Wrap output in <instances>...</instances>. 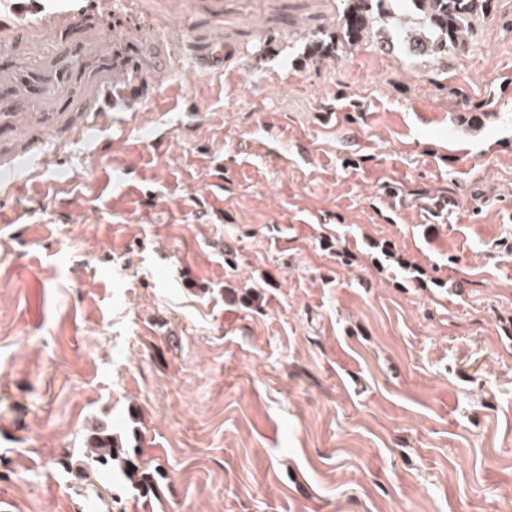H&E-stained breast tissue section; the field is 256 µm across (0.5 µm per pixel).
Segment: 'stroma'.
I'll list each match as a JSON object with an SVG mask.
<instances>
[{
	"label": "stroma",
	"instance_id": "1",
	"mask_svg": "<svg viewBox=\"0 0 512 512\" xmlns=\"http://www.w3.org/2000/svg\"><path fill=\"white\" fill-rule=\"evenodd\" d=\"M42 3L0 0V95L65 144L0 200V512H512V29L311 64L337 0ZM96 419L155 491L61 468ZM41 1L39 0H17L12 3V10L15 22L19 27H25L33 22L42 21Z\"/></svg>",
	"mask_w": 512,
	"mask_h": 512
}]
</instances>
